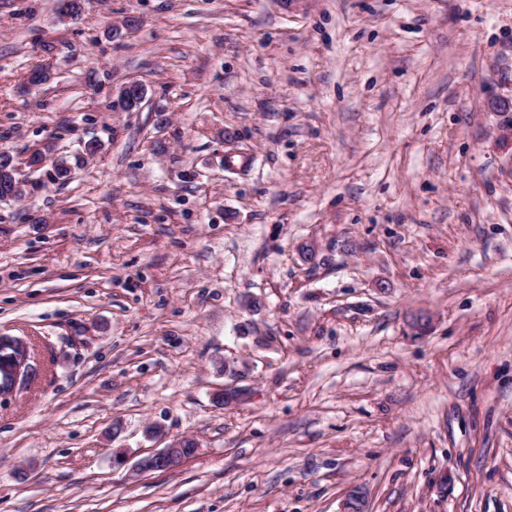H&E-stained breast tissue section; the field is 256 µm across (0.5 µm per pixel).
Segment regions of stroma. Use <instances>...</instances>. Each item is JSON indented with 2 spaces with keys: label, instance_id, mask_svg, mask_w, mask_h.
Here are the masks:
<instances>
[{
  "label": "stroma",
  "instance_id": "1",
  "mask_svg": "<svg viewBox=\"0 0 512 512\" xmlns=\"http://www.w3.org/2000/svg\"><path fill=\"white\" fill-rule=\"evenodd\" d=\"M93 137L0 202V512H512V0H0V149ZM100 147L101 143L96 139L87 141L84 144L82 155L76 156L74 158V163H71L66 159L65 162L69 165L68 167H55L54 165L53 168L51 167V169L46 174L48 182L55 183L67 181L69 178L70 169H72L74 166H78L80 163H83L84 156L97 153ZM34 354L27 342L0 335V397L26 386L33 376ZM186 438H178L167 444L161 450L141 458L137 463L140 472H151L160 470H173L179 467L186 459L194 455L198 448L188 453L183 444Z\"/></svg>",
  "mask_w": 512,
  "mask_h": 512
}]
</instances>
